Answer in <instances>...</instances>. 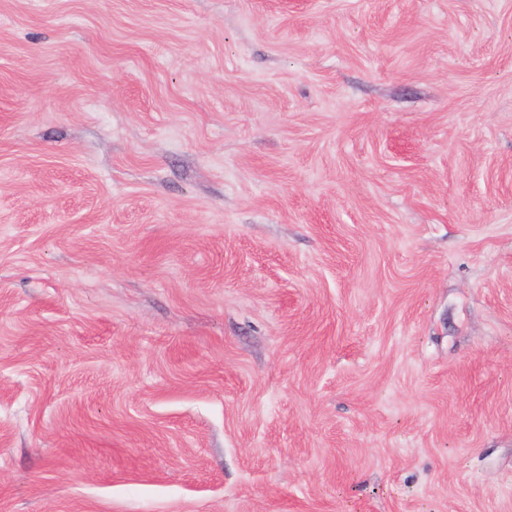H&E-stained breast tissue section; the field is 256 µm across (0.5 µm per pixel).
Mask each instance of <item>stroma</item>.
<instances>
[{"label": "stroma", "instance_id": "stroma-1", "mask_svg": "<svg viewBox=\"0 0 512 512\" xmlns=\"http://www.w3.org/2000/svg\"><path fill=\"white\" fill-rule=\"evenodd\" d=\"M0 512H512V0H0Z\"/></svg>", "mask_w": 512, "mask_h": 512}]
</instances>
